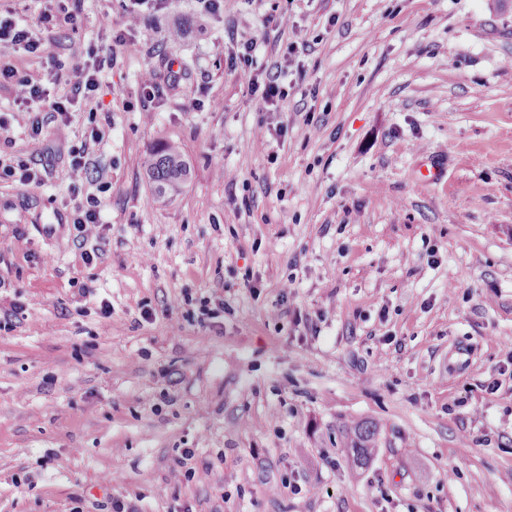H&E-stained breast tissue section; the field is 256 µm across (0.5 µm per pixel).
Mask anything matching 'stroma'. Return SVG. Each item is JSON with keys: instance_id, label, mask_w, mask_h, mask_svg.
<instances>
[{"instance_id": "35a3bbf8", "label": "stroma", "mask_w": 512, "mask_h": 512, "mask_svg": "<svg viewBox=\"0 0 512 512\" xmlns=\"http://www.w3.org/2000/svg\"><path fill=\"white\" fill-rule=\"evenodd\" d=\"M56 7L0 15L115 62L38 136L0 90V154L43 168L0 180V512H512V0H149L132 48L128 0ZM166 142L189 176L160 200ZM126 12L116 15L111 20L112 31L115 33V42L122 45L134 46L132 31L136 26V16ZM261 100L266 112H277L288 97V91L283 83L282 65L272 64L264 73L262 79ZM145 167L147 177L160 197L175 195L189 174L179 147L173 143L161 144L151 151ZM88 173V160L85 156V151L74 150L70 154L69 161V186L68 188L75 193L78 191L81 183L86 178ZM99 202L94 197L86 198V205L77 208V214L72 224L81 238H87L94 234L100 222ZM377 427L369 421L351 422L344 425L343 448H349L358 465H366L374 455Z\"/></svg>"}]
</instances>
